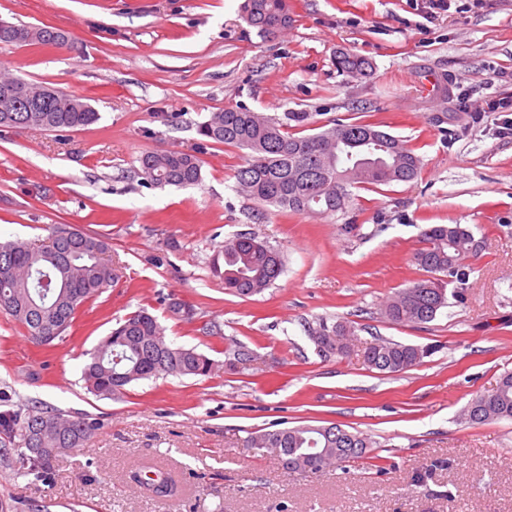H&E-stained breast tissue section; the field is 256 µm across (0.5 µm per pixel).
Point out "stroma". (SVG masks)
Instances as JSON below:
<instances>
[{
	"label": "stroma",
	"mask_w": 512,
	"mask_h": 512,
	"mask_svg": "<svg viewBox=\"0 0 512 512\" xmlns=\"http://www.w3.org/2000/svg\"><path fill=\"white\" fill-rule=\"evenodd\" d=\"M242 0H0V20L67 33L65 48L0 42V66L86 99L84 129L0 128V238L47 242L55 228L109 244L117 279L88 300L63 338L32 341L0 312V392L97 420L83 448L65 450L50 481L0 460V502L28 512H512V419L470 425L461 413L512 370V0H451L426 18L425 0H288L290 22L262 38ZM346 49L368 76L336 69ZM308 112L315 124L364 121L421 159L408 183L352 189L346 211L259 213L234 190L239 149L205 142L211 113ZM196 154L202 180L143 184L148 151ZM431 224L466 226L469 290L423 325L395 324L385 301L423 272L413 262ZM280 250L285 271L239 297L211 259L235 234ZM177 300L194 318L172 315ZM147 308L166 340L216 364L207 377L145 380L117 399L89 392L80 370L129 313ZM351 321L349 354L317 353L309 329ZM220 334L204 333L206 324ZM433 353L392 375L366 366L375 338ZM254 353L228 368L231 342ZM331 421L371 437L358 459L319 473L282 469L252 432ZM163 472L160 499L130 479Z\"/></svg>",
	"instance_id": "35a3bbf8"
}]
</instances>
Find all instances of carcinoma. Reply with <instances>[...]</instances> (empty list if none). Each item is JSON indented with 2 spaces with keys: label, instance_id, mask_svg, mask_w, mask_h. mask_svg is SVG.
I'll use <instances>...</instances> for the list:
<instances>
[{
  "label": "carcinoma",
  "instance_id": "1",
  "mask_svg": "<svg viewBox=\"0 0 512 512\" xmlns=\"http://www.w3.org/2000/svg\"><path fill=\"white\" fill-rule=\"evenodd\" d=\"M241 18L267 38L289 18L288 0H243ZM0 42L27 46H63L68 35L47 26L0 21ZM336 68L351 76L366 75L371 63L347 51L336 53ZM45 86L19 76H0V127L25 129L85 128L99 113L83 98L60 90L44 93ZM307 112L268 114L248 108L212 113L198 126L199 135L212 143L244 151L235 171L236 188L264 211L275 209L297 215L334 214L346 209L350 188L359 185L406 183L417 178L421 160L398 137L372 123L336 121L318 131L297 135L292 126L308 124ZM144 183L187 187L202 179V164L183 151L148 152L139 158ZM423 247L413 262L425 273L411 286L394 293L384 305L386 318L397 324H425L448 307V298L460 302L469 288L465 255L476 250L470 230L461 224H438L422 234ZM107 243L77 229L55 231L51 244L32 247L19 241H0V310L24 326L37 343L49 344L72 326L78 309L112 286L115 275L104 261ZM213 272L224 279L228 292L248 297L273 285L285 271L280 251L252 233H238L224 242L212 260ZM356 336L351 322L328 325L321 321L310 337L324 356L344 355ZM432 348L377 338L362 352L371 368L394 374L422 362ZM214 361L194 348L175 347L163 328L145 309L131 313L89 353L82 368L87 389L112 398L130 386L167 376L207 377ZM463 416L471 425L512 419V371L496 386L471 401ZM99 423L82 416H66L54 408H14L0 398V457L15 460L18 473L47 479L58 455L45 453L38 462L26 458L31 440L38 448H79L87 445ZM374 441L342 429L336 423L276 428L250 434L247 448H269L285 470L318 472L332 464L357 458ZM133 481L156 497L172 492L154 478L136 472Z\"/></svg>",
  "mask_w": 512,
  "mask_h": 512
}]
</instances>
